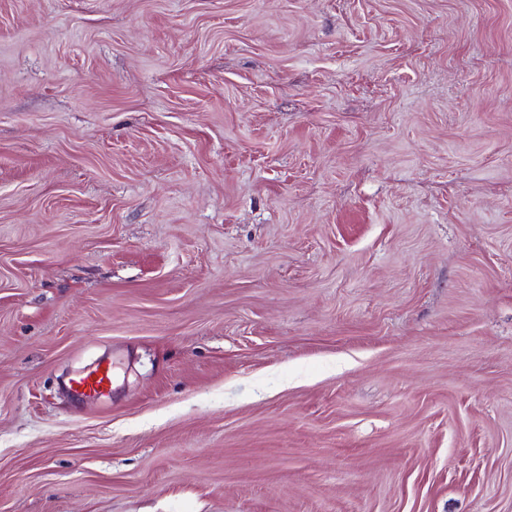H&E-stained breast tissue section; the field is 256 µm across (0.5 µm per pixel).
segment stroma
Listing matches in <instances>:
<instances>
[{
  "mask_svg": "<svg viewBox=\"0 0 512 512\" xmlns=\"http://www.w3.org/2000/svg\"><path fill=\"white\" fill-rule=\"evenodd\" d=\"M0 512H512V0H0ZM111 376L110 367L100 368L97 366L79 378L75 383L77 389H80L82 393L90 396H101L105 395Z\"/></svg>",
  "mask_w": 512,
  "mask_h": 512,
  "instance_id": "35a3bbf8",
  "label": "stroma"
}]
</instances>
